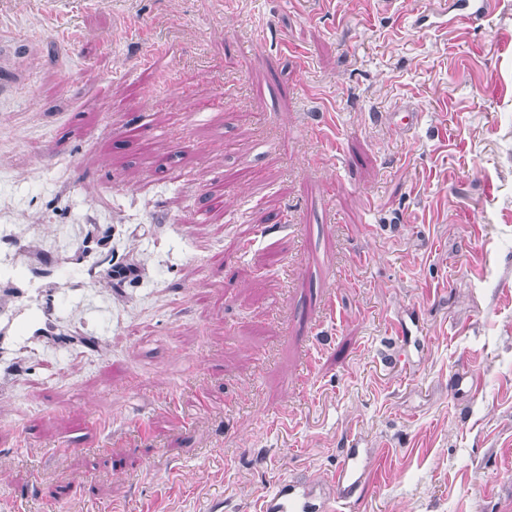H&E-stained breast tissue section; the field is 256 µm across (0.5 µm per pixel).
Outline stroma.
Returning <instances> with one entry per match:
<instances>
[{"label": "stroma", "mask_w": 512, "mask_h": 512, "mask_svg": "<svg viewBox=\"0 0 512 512\" xmlns=\"http://www.w3.org/2000/svg\"><path fill=\"white\" fill-rule=\"evenodd\" d=\"M0 28L27 40L0 94V224L47 249L51 226L122 219L140 268L100 355L17 351L0 500L260 512L283 478L326 493L355 444L371 488L349 512H512V0L470 25L438 0H0ZM157 42L187 93L152 105L137 63ZM218 94L222 125L185 126ZM136 120L169 135L112 140ZM238 171L223 209L170 232ZM399 320L422 344L394 361ZM178 381L211 400L189 423L153 401Z\"/></svg>", "instance_id": "obj_1"}]
</instances>
